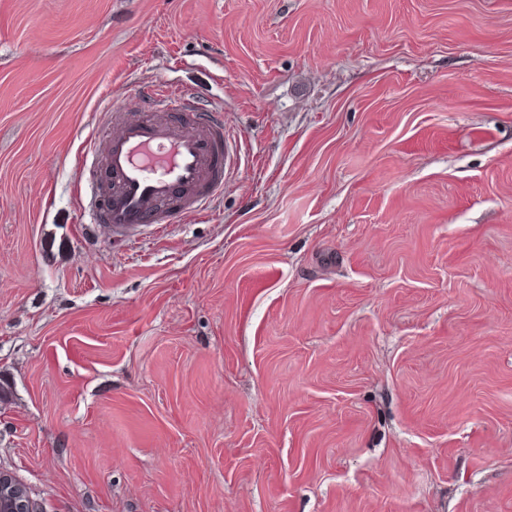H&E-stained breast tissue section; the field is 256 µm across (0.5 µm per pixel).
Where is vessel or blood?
Here are the masks:
<instances>
[{
    "instance_id": "1",
    "label": "vessel or blood",
    "mask_w": 512,
    "mask_h": 512,
    "mask_svg": "<svg viewBox=\"0 0 512 512\" xmlns=\"http://www.w3.org/2000/svg\"><path fill=\"white\" fill-rule=\"evenodd\" d=\"M141 102L138 110L120 98L109 102L102 132L85 150L100 173L96 220L116 236L173 216L191 219L224 186L229 150L223 112L200 111L191 90L172 85L149 86Z\"/></svg>"
}]
</instances>
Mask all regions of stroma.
I'll return each instance as SVG.
<instances>
[{
    "label": "stroma",
    "instance_id": "1",
    "mask_svg": "<svg viewBox=\"0 0 512 512\" xmlns=\"http://www.w3.org/2000/svg\"><path fill=\"white\" fill-rule=\"evenodd\" d=\"M157 82L237 162L118 241ZM0 385L37 512H512V0H0Z\"/></svg>",
    "mask_w": 512,
    "mask_h": 512
}]
</instances>
